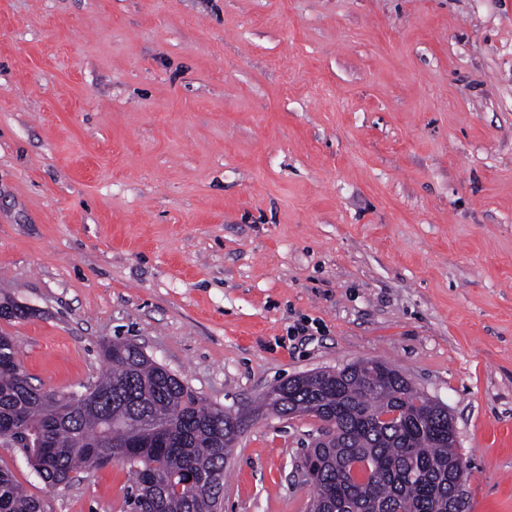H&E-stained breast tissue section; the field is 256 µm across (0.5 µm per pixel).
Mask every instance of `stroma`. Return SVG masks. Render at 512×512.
Here are the masks:
<instances>
[{"label": "stroma", "mask_w": 512, "mask_h": 512, "mask_svg": "<svg viewBox=\"0 0 512 512\" xmlns=\"http://www.w3.org/2000/svg\"><path fill=\"white\" fill-rule=\"evenodd\" d=\"M0 320L34 385L129 339L247 426L223 512H308L278 382L388 361L512 512V0H0ZM44 512H128V466Z\"/></svg>", "instance_id": "35a3bbf8"}]
</instances>
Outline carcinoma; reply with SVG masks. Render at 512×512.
Listing matches in <instances>:
<instances>
[{
	"instance_id": "1",
	"label": "carcinoma",
	"mask_w": 512,
	"mask_h": 512,
	"mask_svg": "<svg viewBox=\"0 0 512 512\" xmlns=\"http://www.w3.org/2000/svg\"><path fill=\"white\" fill-rule=\"evenodd\" d=\"M25 308L3 297L0 319ZM105 372L85 392L34 386L0 334V438L34 432L24 452L50 486L82 467L129 465L131 512H217L224 469L245 419L211 406L132 340L101 346ZM281 381L258 410L277 417L310 414L326 439L308 455L316 465L310 512H470L466 462L448 451L456 431L439 403L412 388L390 363L370 359ZM0 512H42L11 472L0 468Z\"/></svg>"
}]
</instances>
